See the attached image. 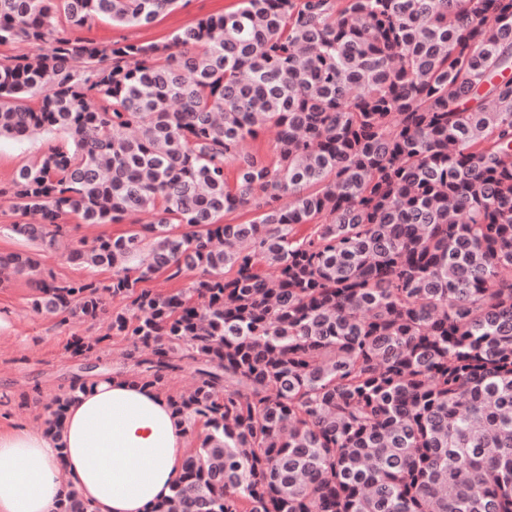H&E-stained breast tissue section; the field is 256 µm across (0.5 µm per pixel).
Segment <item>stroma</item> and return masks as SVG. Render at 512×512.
Returning <instances> with one entry per match:
<instances>
[{
    "instance_id": "obj_1",
    "label": "stroma",
    "mask_w": 512,
    "mask_h": 512,
    "mask_svg": "<svg viewBox=\"0 0 512 512\" xmlns=\"http://www.w3.org/2000/svg\"><path fill=\"white\" fill-rule=\"evenodd\" d=\"M240 0H180L174 10L159 15L146 26L127 28L95 21L81 29V36L102 42L130 40L165 42L180 29L208 15L233 10ZM69 147L64 135L36 132L23 139H0V188L8 186L14 173L32 163L48 146ZM8 197L0 196V252H27L37 260L42 274L60 280L92 279L109 284L112 271L92 268L69 260L65 251L47 250L10 234L9 225L23 222ZM37 290L31 276L16 274L0 282V315L11 327L0 331V432L17 426L41 427L48 417L50 400L67 390L79 361L70 357L65 345L72 337L100 338L99 369L115 374L131 372L132 348L121 336L112 335L110 312L119 300L104 296L106 314L94 320L61 318L56 314H39L32 308Z\"/></svg>"
}]
</instances>
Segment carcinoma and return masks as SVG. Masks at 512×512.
<instances>
[{
  "label": "carcinoma",
  "mask_w": 512,
  "mask_h": 512,
  "mask_svg": "<svg viewBox=\"0 0 512 512\" xmlns=\"http://www.w3.org/2000/svg\"><path fill=\"white\" fill-rule=\"evenodd\" d=\"M178 2L0 0V45L45 48L0 63V136L71 142L0 188L38 216L10 231L113 269L41 278L33 309L95 319L107 291L136 380L196 364L169 400L205 435L150 512H512V0H241L166 43L70 36ZM268 126L273 154L246 152ZM73 219L130 224L75 247Z\"/></svg>",
  "instance_id": "obj_1"
}]
</instances>
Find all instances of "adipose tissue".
<instances>
[{
  "mask_svg": "<svg viewBox=\"0 0 512 512\" xmlns=\"http://www.w3.org/2000/svg\"><path fill=\"white\" fill-rule=\"evenodd\" d=\"M188 433L156 388L99 374L74 393L59 434L0 433V512H56L70 490L94 512H149L182 473Z\"/></svg>",
  "mask_w": 512,
  "mask_h": 512,
  "instance_id": "obj_1",
  "label": "adipose tissue"
}]
</instances>
